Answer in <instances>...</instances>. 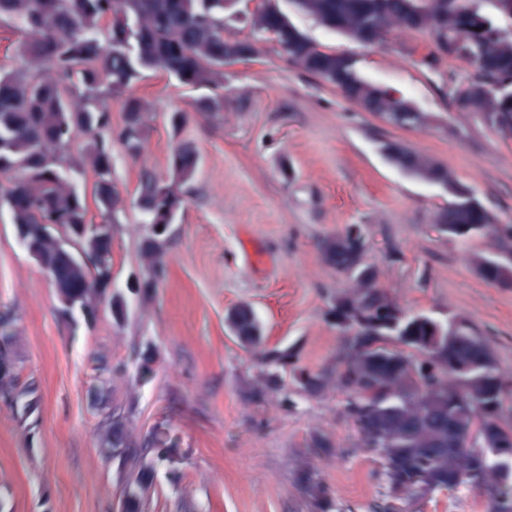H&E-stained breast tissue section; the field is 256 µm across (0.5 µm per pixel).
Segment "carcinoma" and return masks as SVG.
I'll use <instances>...</instances> for the list:
<instances>
[{
    "mask_svg": "<svg viewBox=\"0 0 512 512\" xmlns=\"http://www.w3.org/2000/svg\"><path fill=\"white\" fill-rule=\"evenodd\" d=\"M494 4L495 13L484 8ZM236 0H0V19L25 31V66L0 72V203L12 224L26 229L30 256L57 294L74 298L91 318L104 299L112 315L126 316L123 297L112 292V224L126 198L112 181V142L132 158L141 156L146 138L145 104L130 93L148 73H165L185 87L210 88L194 111L224 110V57L246 48L255 56L264 32L276 28L280 52L300 70L341 90L342 95L389 125L408 129L429 117L389 89L362 79L343 56L322 49L289 19L281 0H262L250 18L254 37L226 34V12ZM324 27L360 43L379 33L427 32L442 60H464L473 71L463 79L448 75V94L457 110L479 117L503 138H512V97L496 88L512 83V0H289ZM119 97L124 119L112 126L110 102ZM89 140L80 150V135ZM387 160L433 184L448 185L455 203L436 210L434 227L450 240L489 238L491 255L470 262L478 275L512 288V224L490 223V211L456 179L442 161L400 141L384 144ZM200 152L191 141L177 143L167 171L143 176L136 205L146 223L174 224L195 178ZM89 169L91 192L80 190L72 174ZM96 208L104 227L93 224ZM56 224L43 234L40 225ZM84 261H70L62 238ZM168 233H149L139 253L142 268L135 293L150 295L166 274ZM322 261L347 282L328 311L343 336L336 365L312 372L298 366L291 349L266 347L261 323L247 303L231 309L226 322L242 346L274 371L256 396L292 385L318 396L330 390L345 395L342 415L362 445L377 455L379 477L387 488L383 512H401L416 492L452 490L462 485L494 494L495 512H512V374L504 371L484 336L460 316L440 319L403 310L379 285L377 266L368 260L360 225L320 242ZM13 336L0 322V395L16 399ZM288 372L284 380L278 369ZM107 453L129 464L134 476L122 493L123 512H139L154 485L153 467L130 446L125 416L112 410L101 423ZM172 439L156 432L147 445L173 452ZM306 489L320 507L330 488L303 471Z\"/></svg>",
    "mask_w": 512,
    "mask_h": 512,
    "instance_id": "carcinoma-1",
    "label": "carcinoma"
}]
</instances>
